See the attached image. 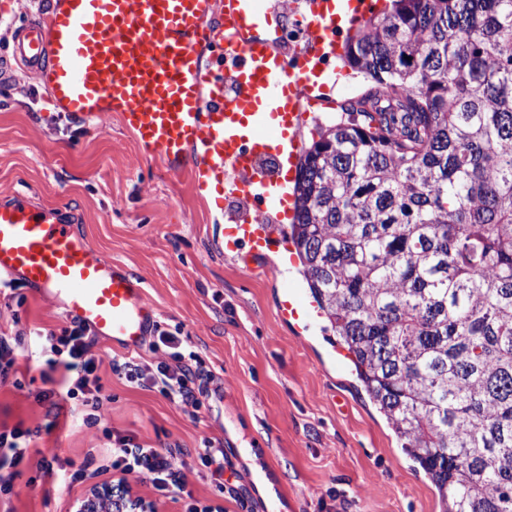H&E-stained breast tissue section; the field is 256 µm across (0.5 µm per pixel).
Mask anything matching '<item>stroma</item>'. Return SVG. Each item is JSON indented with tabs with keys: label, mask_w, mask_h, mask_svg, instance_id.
Wrapping results in <instances>:
<instances>
[{
	"label": "stroma",
	"mask_w": 512,
	"mask_h": 512,
	"mask_svg": "<svg viewBox=\"0 0 512 512\" xmlns=\"http://www.w3.org/2000/svg\"><path fill=\"white\" fill-rule=\"evenodd\" d=\"M47 0H0V55L17 30L45 12ZM28 193L45 205L68 203L90 246L124 263L144 283L160 323L179 331L214 379L202 407L174 403L130 386L112 372L121 350L96 340L99 421L62 402L50 427L49 404L61 371H49L39 334L69 326L57 296L24 288L0 294V331L21 336L13 375L0 376V431L34 435L14 492L0 512H72L91 483L112 480L105 430L154 446L179 443L177 460L195 498L224 512H441L435 488L400 448L352 373L331 355L330 331H297L278 313L279 285L267 259L215 254L218 223L190 179L144 157L112 113L90 126L54 112L33 76L0 78V196ZM227 448L261 443L220 493L197 453L203 439ZM87 465L91 481L61 487L38 469L42 457Z\"/></svg>",
	"instance_id": "35a3bbf8"
}]
</instances>
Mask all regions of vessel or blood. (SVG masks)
<instances>
[{
  "mask_svg": "<svg viewBox=\"0 0 512 512\" xmlns=\"http://www.w3.org/2000/svg\"><path fill=\"white\" fill-rule=\"evenodd\" d=\"M367 11L360 0H306L308 38L288 58L271 36L281 11L270 0H49L0 75L29 69L56 112L83 124L112 113L144 156L189 174L225 220L218 254H276L279 313L306 330L312 306L285 277L296 262L288 226L303 105L319 102L342 19ZM4 278L63 293L69 318L128 352L158 323L142 281L79 238L66 206L23 193L0 198Z\"/></svg>",
  "mask_w": 512,
  "mask_h": 512,
  "instance_id": "obj_1",
  "label": "vessel or blood"
}]
</instances>
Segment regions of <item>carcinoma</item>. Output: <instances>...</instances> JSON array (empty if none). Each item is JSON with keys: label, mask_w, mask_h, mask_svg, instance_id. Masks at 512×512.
I'll return each mask as SVG.
<instances>
[{"label": "carcinoma", "mask_w": 512, "mask_h": 512, "mask_svg": "<svg viewBox=\"0 0 512 512\" xmlns=\"http://www.w3.org/2000/svg\"><path fill=\"white\" fill-rule=\"evenodd\" d=\"M316 125L291 238L320 316L444 512H512V0H393Z\"/></svg>", "instance_id": "1"}]
</instances>
